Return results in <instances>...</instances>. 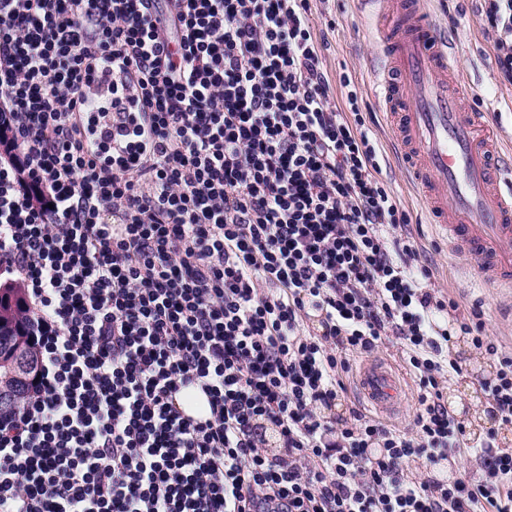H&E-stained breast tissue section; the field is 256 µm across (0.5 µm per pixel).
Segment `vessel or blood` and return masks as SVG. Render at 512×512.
Listing matches in <instances>:
<instances>
[{"mask_svg":"<svg viewBox=\"0 0 512 512\" xmlns=\"http://www.w3.org/2000/svg\"><path fill=\"white\" fill-rule=\"evenodd\" d=\"M377 7V84L397 148L451 252L465 255L490 287L512 290V148L489 115L463 106L470 86L448 37L416 0ZM363 396L380 412H400L405 389L392 367L366 363Z\"/></svg>","mask_w":512,"mask_h":512,"instance_id":"obj_1","label":"vessel or blood"}]
</instances>
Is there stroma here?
<instances>
[{"instance_id":"stroma-1","label":"stroma","mask_w":512,"mask_h":512,"mask_svg":"<svg viewBox=\"0 0 512 512\" xmlns=\"http://www.w3.org/2000/svg\"><path fill=\"white\" fill-rule=\"evenodd\" d=\"M310 7L314 33L326 39L322 61L333 99H342V75H349L361 87V109L374 117L369 129L382 151V176L411 218L410 230L421 245L423 262L433 272L435 290L454 299L462 314L475 308L481 310L488 334L512 347V294L486 286L476 272L468 271L466 257L449 252L447 242L428 224L424 206L392 152L389 124L372 76L376 64L374 6L363 0H311ZM425 7L454 43L460 68L471 88L470 106L488 112L501 142L512 145V85L498 78L495 53L478 19L475 0H425ZM448 356L461 361L463 372L445 383L443 398L456 418L467 423L475 412L490 409L491 402L481 382L495 377L497 364L462 337L449 348Z\"/></svg>"}]
</instances>
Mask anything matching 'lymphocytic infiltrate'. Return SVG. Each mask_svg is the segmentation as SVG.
<instances>
[{"mask_svg": "<svg viewBox=\"0 0 512 512\" xmlns=\"http://www.w3.org/2000/svg\"><path fill=\"white\" fill-rule=\"evenodd\" d=\"M309 2L0 0V273L41 361L0 420V512H512V450L440 389L466 337L511 426L512 352L433 289ZM479 13L512 83V0ZM392 337L410 427L337 417L349 355ZM465 446L484 478L409 470ZM186 393L180 391L179 394L176 395L178 400L181 403V413L182 416L191 421H201L204 419L203 407L207 402V395L198 390L190 401L185 399Z\"/></svg>", "mask_w": 512, "mask_h": 512, "instance_id": "1", "label": "lymphocytic infiltrate"}]
</instances>
